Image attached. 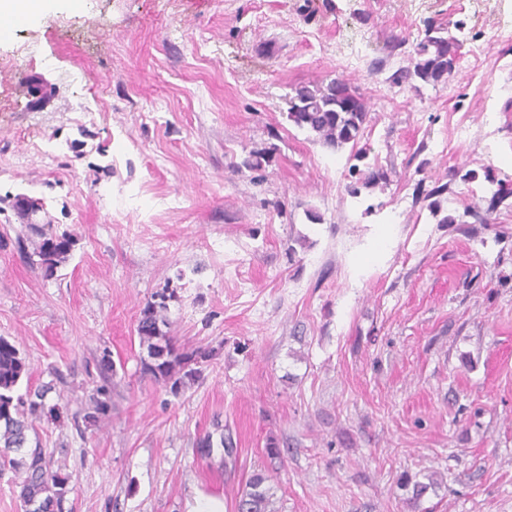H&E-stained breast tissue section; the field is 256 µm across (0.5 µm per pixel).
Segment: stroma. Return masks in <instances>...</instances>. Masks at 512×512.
<instances>
[{"label":"stroma","mask_w":512,"mask_h":512,"mask_svg":"<svg viewBox=\"0 0 512 512\" xmlns=\"http://www.w3.org/2000/svg\"><path fill=\"white\" fill-rule=\"evenodd\" d=\"M429 25L459 41L452 75L395 84ZM333 78L368 102L359 146L386 187L348 194L349 150L286 117L295 86ZM499 180L512 0H58L20 17L0 41V336L64 408L35 429L71 477L66 512L213 493L234 512L257 473L273 512H512ZM419 183L444 186L447 223ZM17 196L77 238L53 276L17 249L35 240ZM162 294L169 334L208 355L177 396L136 333ZM103 384L109 416L87 423ZM207 434L225 449L205 455Z\"/></svg>","instance_id":"1"}]
</instances>
